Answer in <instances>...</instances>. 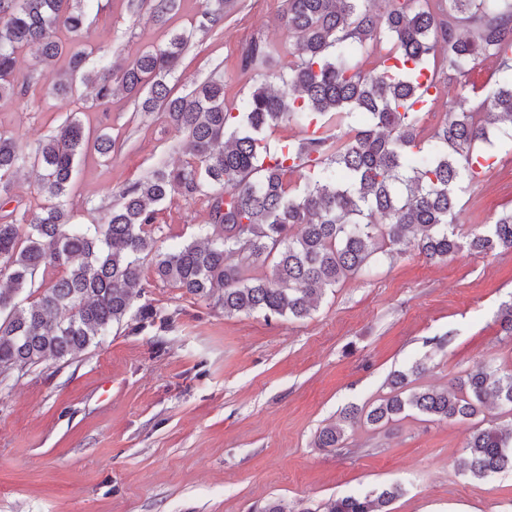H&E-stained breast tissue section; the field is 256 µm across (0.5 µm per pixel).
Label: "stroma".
<instances>
[{
    "label": "stroma",
    "instance_id": "35a3bbf8",
    "mask_svg": "<svg viewBox=\"0 0 512 512\" xmlns=\"http://www.w3.org/2000/svg\"><path fill=\"white\" fill-rule=\"evenodd\" d=\"M202 4L183 0L164 28L109 0L84 41L131 60L164 45L169 28L190 32L175 93L219 75L226 103L238 104L260 81L241 65L252 41L275 48L272 72L288 64L285 0H229L217 32L201 28ZM488 68L473 64L467 87L449 82L424 125L462 97H485ZM54 78L42 72L25 99H0V130L27 143L47 135L69 110L45 93ZM79 117L118 147L83 163L70 194L76 223H101L114 193L186 157L183 134L122 96L81 103ZM492 138L493 168L461 193L458 232L512 209V133ZM157 223L165 248L220 233L201 197L172 195ZM143 272L146 300L174 317L166 331L116 325L100 345L0 375V512H258L271 499L316 512L390 485L402 488L392 512H512L511 471H459L465 423L413 414L355 425L344 449L314 445L346 406L385 397L393 371L424 363L421 385L442 389L480 363L512 369V338L498 323L512 302V251L430 262L410 247L329 289L302 320L227 315L157 281L151 264Z\"/></svg>",
    "mask_w": 512,
    "mask_h": 512
}]
</instances>
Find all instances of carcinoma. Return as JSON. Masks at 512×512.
Listing matches in <instances>:
<instances>
[{"instance_id": "carcinoma-1", "label": "carcinoma", "mask_w": 512, "mask_h": 512, "mask_svg": "<svg viewBox=\"0 0 512 512\" xmlns=\"http://www.w3.org/2000/svg\"><path fill=\"white\" fill-rule=\"evenodd\" d=\"M282 17L295 38L282 86H256L238 106L224 102V83L210 79L175 95L169 86L187 48L174 31L163 46L131 61L109 62L83 43L89 12L103 0H0V99H23L38 69L59 67L49 94L66 101L91 90L99 103L116 92L138 111L162 117L189 141L192 157L160 165L126 186L90 229L73 223L68 199L83 155L103 158L116 140L91 134L69 111L35 145L0 131V210L26 169L37 173L44 203L35 211L0 215V371L26 373L98 345L129 316L146 282L149 259L158 281L201 300L218 298L226 314L304 319L326 290L368 271L381 256L408 246L430 261L466 250H512V211L463 236L456 231L459 195L481 175L477 152L491 129L512 128V0H285ZM227 0H205L200 27L224 26ZM181 0H127L134 16L149 11L165 25ZM36 68L22 71L18 54ZM275 49L256 41L242 57L247 69H266ZM493 58L491 93L475 105L422 124V88L438 89L448 71L463 82L468 66ZM316 128L266 160L265 131L279 122ZM303 174V186L288 176ZM207 199L219 238L205 236L167 249L155 236L159 206L172 194ZM241 256L264 276L249 275ZM38 294L26 304L22 295ZM131 331L164 328L171 317L140 306ZM418 364L388 379L390 396L350 407L323 427L317 447L338 448L346 428L381 426L414 411L471 423L461 469L483 479L512 470V423L474 422L491 409L512 414V370L485 365L437 391L410 386ZM402 489L390 486L330 501L325 512H391Z\"/></svg>"}]
</instances>
